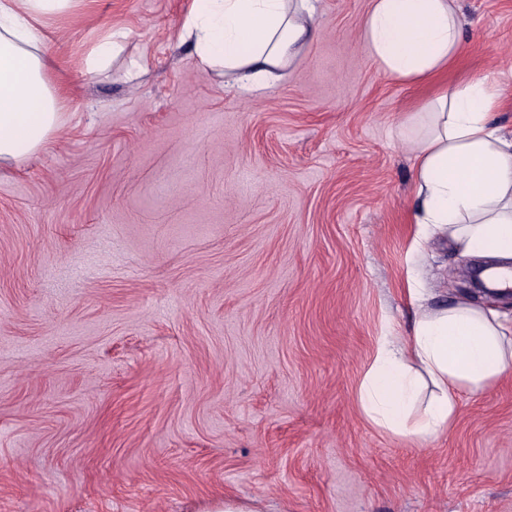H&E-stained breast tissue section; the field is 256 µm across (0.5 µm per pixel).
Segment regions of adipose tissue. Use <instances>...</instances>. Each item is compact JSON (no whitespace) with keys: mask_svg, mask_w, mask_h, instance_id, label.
I'll return each mask as SVG.
<instances>
[{"mask_svg":"<svg viewBox=\"0 0 512 512\" xmlns=\"http://www.w3.org/2000/svg\"><path fill=\"white\" fill-rule=\"evenodd\" d=\"M317 0H192L180 39L199 62L239 88L263 91L316 35ZM82 0H0V169L36 157L64 127L68 94L48 64L46 26L74 15ZM124 29L101 30L79 48L88 74L123 49ZM368 58L414 85L448 70L463 50L457 0H372L360 22ZM497 83L476 78L441 90L410 118L416 151L415 220L420 236L446 234L465 256L489 258L512 278V133L492 122ZM415 308L404 336L382 337L357 392L365 417L393 435L433 440L455 419L461 394L485 391L512 370V325L483 301Z\"/></svg>","mask_w":512,"mask_h":512,"instance_id":"1","label":"adipose tissue"}]
</instances>
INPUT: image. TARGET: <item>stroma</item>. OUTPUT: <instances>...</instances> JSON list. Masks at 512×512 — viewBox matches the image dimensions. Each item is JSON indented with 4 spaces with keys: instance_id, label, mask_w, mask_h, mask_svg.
Returning a JSON list of instances; mask_svg holds the SVG:
<instances>
[{
    "instance_id": "35a3bbf8",
    "label": "stroma",
    "mask_w": 512,
    "mask_h": 512,
    "mask_svg": "<svg viewBox=\"0 0 512 512\" xmlns=\"http://www.w3.org/2000/svg\"><path fill=\"white\" fill-rule=\"evenodd\" d=\"M190 3L89 0L46 28L68 125L0 172V512H512V375L429 442L357 403L379 337L413 323L409 270L437 307L471 263L416 251L400 126L487 76L512 130V0H461L464 52L419 86L367 59L371 0H319L257 93L179 42ZM112 26L123 52L81 73ZM127 32L123 28L111 27L101 30L88 47L78 49V62L86 74L104 71L123 50ZM206 512H266L263 505L256 500H224L208 507Z\"/></svg>"
}]
</instances>
